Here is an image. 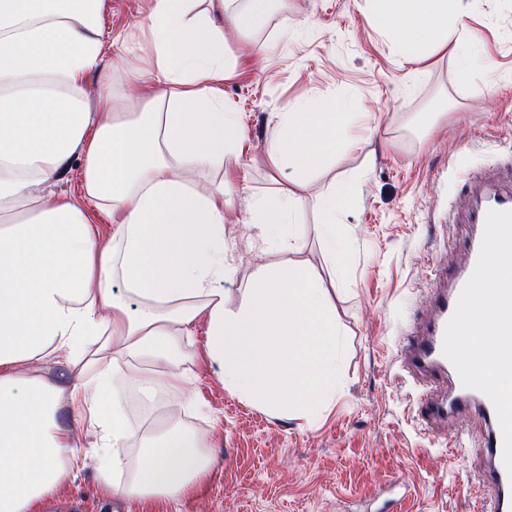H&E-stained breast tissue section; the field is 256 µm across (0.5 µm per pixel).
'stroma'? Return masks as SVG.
<instances>
[{"mask_svg":"<svg viewBox=\"0 0 512 512\" xmlns=\"http://www.w3.org/2000/svg\"><path fill=\"white\" fill-rule=\"evenodd\" d=\"M145 0H112L102 23L112 82L146 57L145 32L133 28ZM476 38L477 63L461 76L449 48L416 61L403 57L375 25L368 0H275L248 37H230L237 57L224 98L245 114L242 153L225 171L253 192L275 189L265 156L273 115L289 103L346 100L365 113V142L337 150L309 173L298 220L303 235L292 262L335 283L330 302L342 333L343 388L308 419L283 416L228 393L217 367L198 361L199 400L217 421L207 484L162 512H481V423L466 419L465 450L418 419V389L399 367L403 333L426 307L431 264L455 252L467 226L449 223L476 169L512 163V0H453ZM343 193L336 215L348 242L333 269L317 239V198ZM226 225L227 255L237 267L225 289L232 300L258 266L244 226V201Z\"/></svg>","mask_w":512,"mask_h":512,"instance_id":"35a3bbf8","label":"stroma"}]
</instances>
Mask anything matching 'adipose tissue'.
<instances>
[{
  "label": "adipose tissue",
  "mask_w": 512,
  "mask_h": 512,
  "mask_svg": "<svg viewBox=\"0 0 512 512\" xmlns=\"http://www.w3.org/2000/svg\"><path fill=\"white\" fill-rule=\"evenodd\" d=\"M151 56L132 71L142 105L123 112L100 19L109 0H0V512H42L84 470L71 421L94 436L100 502H175L207 480L206 433L170 417L138 437L121 385L195 404L185 365L219 368L246 401L309 417L339 389L340 330L326 288L303 266L262 267L231 302L224 283L225 214L239 189L223 179L242 148L239 112L221 85L224 33L253 30L273 0H147ZM450 0H371L376 26L405 56L451 47L460 72L471 37L449 24ZM163 76L155 91L145 68ZM98 76L97 98L88 80ZM267 155L284 185L250 195L246 224L260 248L297 251L306 174L360 126L346 101L288 106ZM79 165L81 192L58 185ZM328 189L317 234L329 258L347 242ZM106 217L100 225L98 217ZM204 338L202 352L187 349ZM485 352L484 375L512 427V366ZM66 366L73 379L59 378Z\"/></svg>",
  "instance_id": "1"
}]
</instances>
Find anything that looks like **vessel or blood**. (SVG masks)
<instances>
[{"instance_id":"1","label":"vessel or blood","mask_w":512,"mask_h":512,"mask_svg":"<svg viewBox=\"0 0 512 512\" xmlns=\"http://www.w3.org/2000/svg\"><path fill=\"white\" fill-rule=\"evenodd\" d=\"M466 219L477 231L463 242L464 261L452 267L440 259L426 313L411 324L399 361L419 388V414L431 431L450 435L463 418L482 419L486 512H512V429L486 386L482 357H459L461 326L470 301L479 297L497 315V359L512 362V277L506 274L512 268V178L470 182Z\"/></svg>"}]
</instances>
